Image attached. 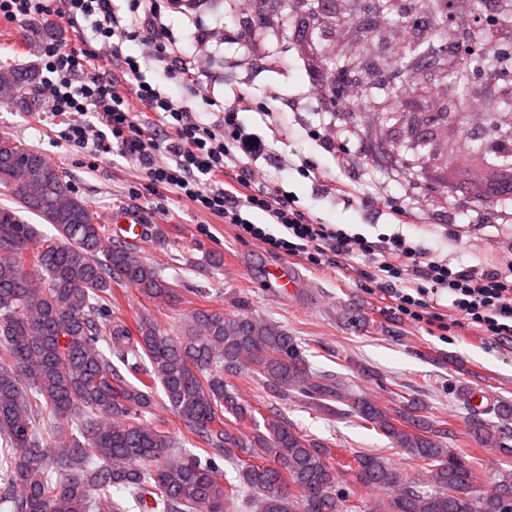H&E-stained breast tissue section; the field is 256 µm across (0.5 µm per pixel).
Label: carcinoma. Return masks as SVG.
I'll list each match as a JSON object with an SVG mask.
<instances>
[{"label":"carcinoma","instance_id":"1","mask_svg":"<svg viewBox=\"0 0 512 512\" xmlns=\"http://www.w3.org/2000/svg\"><path fill=\"white\" fill-rule=\"evenodd\" d=\"M498 57L475 54L450 73L460 111L472 110L475 81ZM34 80L0 62V87L21 93ZM0 185L17 197L14 207L0 205V504L8 512H129L148 495L152 512H239L250 490L256 512H357L326 462L330 449L271 407L265 417L243 403L228 383L241 373L263 380L274 398L296 392L324 414L355 413L416 462L421 477L410 479L383 456L353 454L359 483L391 492L369 512L512 505L511 475L476 491L472 465L448 446V422L413 400L392 414L356 397L345 379L311 372L306 350L278 325L190 308L178 334L148 309L130 328L112 313V284L154 305L175 298L177 284L136 242L113 241L60 167L5 136ZM24 212L56 235L26 223ZM158 386L199 452H174L171 433L144 420ZM497 413L500 423L477 419L472 434L512 455V404ZM220 460L235 466L237 481L224 480ZM114 487L127 497L113 498Z\"/></svg>","mask_w":512,"mask_h":512}]
</instances>
